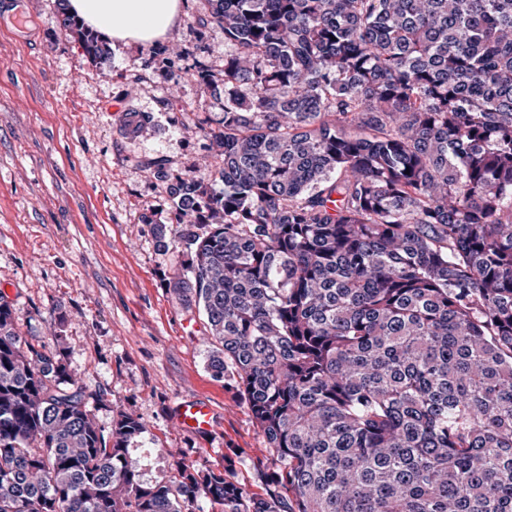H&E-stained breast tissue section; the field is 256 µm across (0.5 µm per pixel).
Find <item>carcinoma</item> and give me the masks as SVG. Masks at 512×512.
Returning <instances> with one entry per match:
<instances>
[{"label":"carcinoma","mask_w":512,"mask_h":512,"mask_svg":"<svg viewBox=\"0 0 512 512\" xmlns=\"http://www.w3.org/2000/svg\"><path fill=\"white\" fill-rule=\"evenodd\" d=\"M208 2L224 188L170 187L169 288L275 490L193 461L144 485L139 418L102 429L0 298V512H512V0Z\"/></svg>","instance_id":"1"}]
</instances>
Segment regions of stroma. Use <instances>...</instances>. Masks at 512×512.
<instances>
[{"mask_svg":"<svg viewBox=\"0 0 512 512\" xmlns=\"http://www.w3.org/2000/svg\"><path fill=\"white\" fill-rule=\"evenodd\" d=\"M181 2L165 40L117 44L97 62L62 29L57 0H20L27 42L0 21V297L23 337L63 343L102 427L119 411L140 418L141 481L197 461L264 497L273 452L235 383L207 369L206 317L171 292L176 254L155 237L172 213L167 184L213 183L220 165L211 132L230 48L208 0ZM125 102L147 117L132 137L114 111ZM186 401L215 407L213 434L178 426Z\"/></svg>","mask_w":512,"mask_h":512,"instance_id":"stroma-1","label":"stroma"}]
</instances>
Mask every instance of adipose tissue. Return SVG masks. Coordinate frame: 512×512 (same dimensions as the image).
<instances>
[{"label":"adipose tissue","instance_id":"1","mask_svg":"<svg viewBox=\"0 0 512 512\" xmlns=\"http://www.w3.org/2000/svg\"><path fill=\"white\" fill-rule=\"evenodd\" d=\"M69 10L109 40L146 45L172 33L180 0H69Z\"/></svg>","mask_w":512,"mask_h":512}]
</instances>
